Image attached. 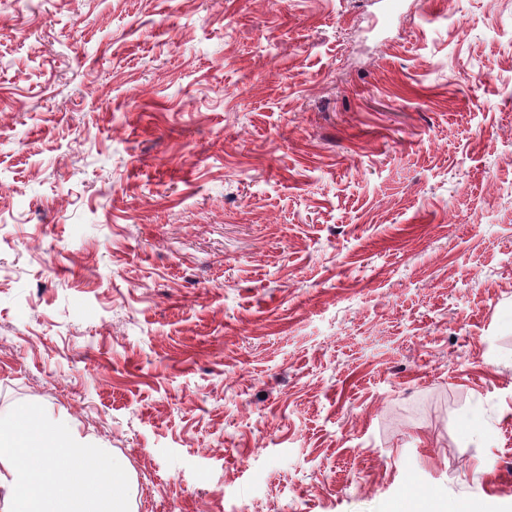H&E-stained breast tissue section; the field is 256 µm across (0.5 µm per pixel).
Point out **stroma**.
<instances>
[{
  "label": "stroma",
  "mask_w": 512,
  "mask_h": 512,
  "mask_svg": "<svg viewBox=\"0 0 512 512\" xmlns=\"http://www.w3.org/2000/svg\"><path fill=\"white\" fill-rule=\"evenodd\" d=\"M0 215L130 512H512V0H0Z\"/></svg>",
  "instance_id": "obj_1"
}]
</instances>
